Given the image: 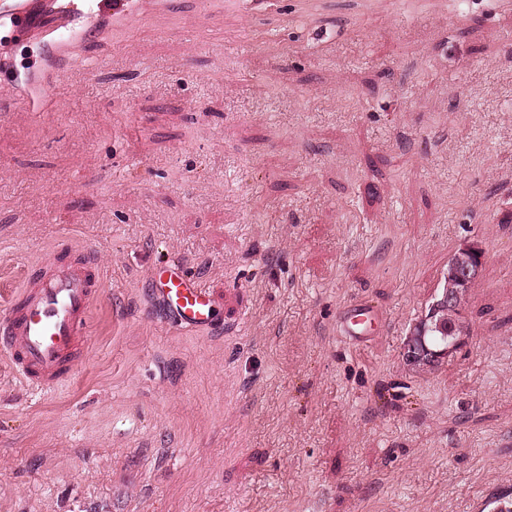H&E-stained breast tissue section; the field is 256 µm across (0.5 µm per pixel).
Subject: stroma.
Listing matches in <instances>:
<instances>
[{
    "instance_id": "obj_1",
    "label": "stroma",
    "mask_w": 512,
    "mask_h": 512,
    "mask_svg": "<svg viewBox=\"0 0 512 512\" xmlns=\"http://www.w3.org/2000/svg\"><path fill=\"white\" fill-rule=\"evenodd\" d=\"M40 114L0 20V305L69 242L74 379L0 361V512H485L512 491V0H144L81 18ZM460 348L403 359L465 244ZM180 260L224 330H177ZM366 297L386 320L333 332ZM98 2L96 12L106 19L128 17L138 8V2L135 0H100ZM461 249L468 255L469 259H467L466 263L465 259L461 260V263L465 264L458 269L457 277L459 282L468 286L479 275L481 266L484 261L485 251L477 243L468 244ZM183 262L157 269L150 274L151 299L166 310L172 325L188 333L213 331L217 300L210 288L188 277Z\"/></svg>"
}]
</instances>
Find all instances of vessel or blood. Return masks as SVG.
<instances>
[{"label": "vessel or blood", "mask_w": 512, "mask_h": 512, "mask_svg": "<svg viewBox=\"0 0 512 512\" xmlns=\"http://www.w3.org/2000/svg\"><path fill=\"white\" fill-rule=\"evenodd\" d=\"M99 14L125 18L137 0H99ZM0 18L20 30L31 25L28 0H0ZM70 244L53 247L36 263L0 311V357L33 391L49 394L70 382L83 355L91 307L103 288L101 268L76 257ZM175 262L150 274L151 299L166 310L172 325L188 333L213 331L217 300L210 288ZM379 318L377 307L362 302L345 309L337 335L355 342L368 339Z\"/></svg>", "instance_id": "vessel-or-blood-1"}]
</instances>
